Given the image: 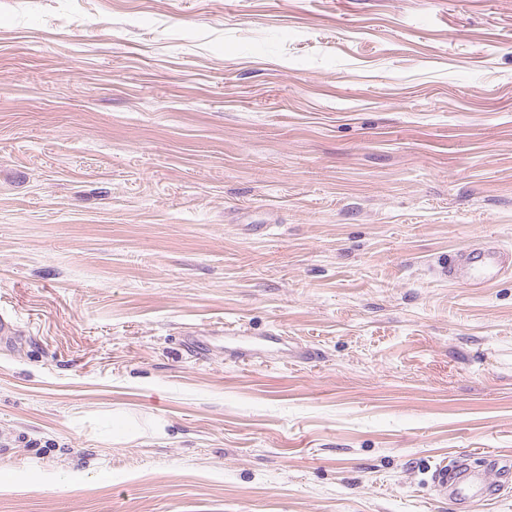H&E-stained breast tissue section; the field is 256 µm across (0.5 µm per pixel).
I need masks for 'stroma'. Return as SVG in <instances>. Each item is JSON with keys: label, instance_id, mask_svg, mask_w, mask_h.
<instances>
[{"label": "stroma", "instance_id": "stroma-1", "mask_svg": "<svg viewBox=\"0 0 512 512\" xmlns=\"http://www.w3.org/2000/svg\"><path fill=\"white\" fill-rule=\"evenodd\" d=\"M474 244L512 0H0V512H456L512 463ZM512 266V254L483 247H473L450 259L443 267L448 279L483 284L492 280L498 271ZM432 480L438 495L455 506H461L473 496L488 491L482 473L467 472L465 469L448 472V465H437Z\"/></svg>", "mask_w": 512, "mask_h": 512}]
</instances>
